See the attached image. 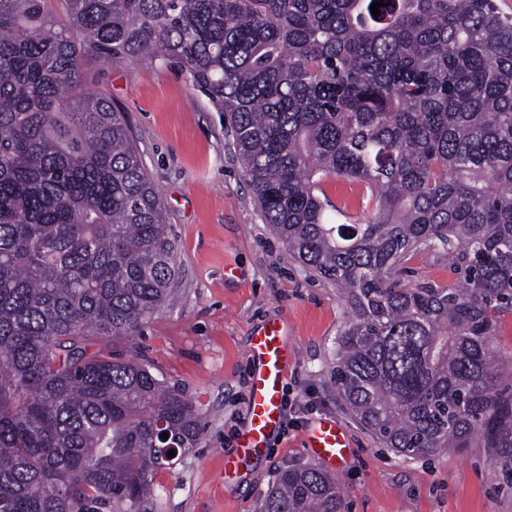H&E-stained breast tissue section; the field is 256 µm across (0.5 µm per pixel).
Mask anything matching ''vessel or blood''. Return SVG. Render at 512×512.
<instances>
[{"instance_id":"obj_1","label":"vessel or blood","mask_w":512,"mask_h":512,"mask_svg":"<svg viewBox=\"0 0 512 512\" xmlns=\"http://www.w3.org/2000/svg\"><path fill=\"white\" fill-rule=\"evenodd\" d=\"M251 357L255 362L250 381L248 424L242 432L239 457L258 454L282 423L281 394L289 371L297 363V353L287 342L280 323L270 322L251 338ZM305 446L321 464L333 468L346 462L351 453L347 433L333 420L310 426Z\"/></svg>"}]
</instances>
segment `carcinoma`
<instances>
[{
	"label": "carcinoma",
	"mask_w": 512,
	"mask_h": 512,
	"mask_svg": "<svg viewBox=\"0 0 512 512\" xmlns=\"http://www.w3.org/2000/svg\"><path fill=\"white\" fill-rule=\"evenodd\" d=\"M0 0V512H137L193 448V401L87 351L164 303L175 243L123 113L83 60L178 67L224 117L265 223L346 291L332 377L404 456L481 439L512 476V392L490 348L512 308V16L495 0ZM375 189L334 224L322 184ZM420 251L459 275L394 279ZM260 512H344L336 479L283 471Z\"/></svg>",
	"instance_id": "carcinoma-1"
}]
</instances>
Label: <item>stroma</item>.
I'll use <instances>...</instances> for the list:
<instances>
[{
	"label": "stroma",
	"instance_id": "35a3bbf8",
	"mask_svg": "<svg viewBox=\"0 0 512 512\" xmlns=\"http://www.w3.org/2000/svg\"><path fill=\"white\" fill-rule=\"evenodd\" d=\"M83 68L87 87L125 115L164 203L179 266L163 305L138 333L93 340L91 349L145 365L194 402L204 427L177 465L157 470L147 512H257L278 473L309 464L303 438L324 418L341 424L351 445L335 471L345 512H512V487L487 449L403 456L342 408L330 371L350 304L335 284L287 257L246 185L221 113L185 74L173 65L95 57ZM323 189L349 216L371 209V191L359 181L336 178ZM397 278L446 287L456 274L447 257L425 251ZM271 320L283 323L298 352L283 387L295 422L228 478L224 457L247 422L249 338Z\"/></svg>",
	"mask_w": 512,
	"mask_h": 512
}]
</instances>
